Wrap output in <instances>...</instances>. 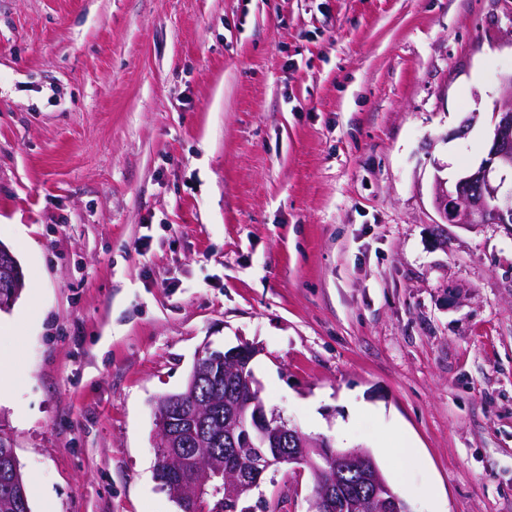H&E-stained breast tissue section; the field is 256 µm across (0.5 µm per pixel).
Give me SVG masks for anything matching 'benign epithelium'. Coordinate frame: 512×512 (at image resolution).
Listing matches in <instances>:
<instances>
[{
    "instance_id": "obj_1",
    "label": "benign epithelium",
    "mask_w": 512,
    "mask_h": 512,
    "mask_svg": "<svg viewBox=\"0 0 512 512\" xmlns=\"http://www.w3.org/2000/svg\"><path fill=\"white\" fill-rule=\"evenodd\" d=\"M493 124L487 157L476 170L459 178L451 188L447 180L435 178L433 205L446 224H499L512 233V194H501L507 177L512 176V73L500 79ZM257 352L255 346L242 344L220 354L226 369L239 373L248 386L257 387L259 382L249 370ZM224 404L228 408L226 435L232 438L241 429L243 436L254 437L271 451L259 455L241 473L211 468L202 455L184 452L182 437L171 431L167 413L162 411L157 414L154 437L160 445L159 463L167 473L163 488L170 490L172 499L182 502L190 495L193 484L187 481L188 474L198 477L200 484H216V489L224 492V501L236 504L260 486L262 476L269 470L287 466L300 472L305 466L318 479L310 512H336V491L348 473L357 474L367 489V494L351 505L350 512H410L407 503L392 492L370 454L357 448L338 450L324 438L312 439L281 415L268 411L255 398L245 400L228 392ZM285 436L290 444L287 450L280 448Z\"/></svg>"
}]
</instances>
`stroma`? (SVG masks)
<instances>
[{"label": "stroma", "mask_w": 512, "mask_h": 512, "mask_svg": "<svg viewBox=\"0 0 512 512\" xmlns=\"http://www.w3.org/2000/svg\"><path fill=\"white\" fill-rule=\"evenodd\" d=\"M510 72L512 0H0V428L32 512H178L153 402L242 339L266 409L411 512H512V235L432 201ZM262 491L308 512V473Z\"/></svg>", "instance_id": "1"}]
</instances>
